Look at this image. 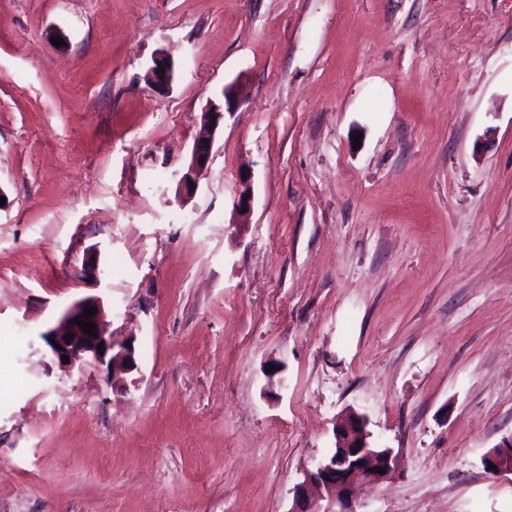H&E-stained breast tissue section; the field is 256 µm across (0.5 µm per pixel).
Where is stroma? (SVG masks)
<instances>
[{
	"instance_id": "obj_1",
	"label": "stroma",
	"mask_w": 512,
	"mask_h": 512,
	"mask_svg": "<svg viewBox=\"0 0 512 512\" xmlns=\"http://www.w3.org/2000/svg\"><path fill=\"white\" fill-rule=\"evenodd\" d=\"M0 193V512H290L350 410L362 512H512V0H0ZM159 66H164V72L158 75ZM148 81L158 90L168 88L174 79V65L165 56L158 55L153 60V66L148 70ZM222 97V103L210 101L202 113V126L194 139L190 163L180 181V186L186 191H194L197 188L199 176L209 166L215 134L220 122L224 120V105L230 104V92L224 89ZM203 139H208V143H203ZM189 182H192V185H189ZM85 307H95L97 313L94 317H83ZM81 316L85 322L93 321L97 338L86 335L72 320ZM106 310L100 297L88 296L71 304L59 317L56 324L49 327L41 334V339L52 359L63 369L81 371L87 366H94L104 372L108 382L115 385H123L127 375L136 367L135 339L132 337L117 338L108 333L106 327ZM66 334H73L69 341H65ZM53 338L57 344L63 347L58 350L50 342ZM103 343L102 353L98 352V345ZM62 355L69 357V362L63 363ZM511 447L512 437L502 440V442L498 444L495 449L500 453L502 452L503 448ZM486 459L490 460L491 463L494 464V467L487 468L489 473L494 475L506 473L512 474V459L509 460V457L505 453L497 454L494 450H492L491 452L487 453V455L484 457V460Z\"/></svg>"
}]
</instances>
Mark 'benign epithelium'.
Listing matches in <instances>:
<instances>
[{
    "label": "benign epithelium",
    "instance_id": "obj_1",
    "mask_svg": "<svg viewBox=\"0 0 512 512\" xmlns=\"http://www.w3.org/2000/svg\"><path fill=\"white\" fill-rule=\"evenodd\" d=\"M163 73H158L159 67ZM148 81L158 90L168 88L174 79V65L165 56L158 55L148 70ZM220 103L209 102L202 113V126L194 139L190 163L184 172L180 186L187 191L197 188L199 176L208 168L216 131L224 120V104L230 103V92L223 90ZM94 307V317L83 316L84 309ZM92 321L96 325V336L86 335L77 324L76 317ZM72 335L69 341L65 335ZM41 339L52 359L63 369L81 371L94 366L104 372L112 385L125 383L127 375L136 367L135 339L117 338L106 327V310L101 298L84 297L71 304L59 317L56 324L41 334ZM103 350H98V345ZM69 362L62 361V356ZM367 419L357 412L349 413L336 423L335 436L339 444L326 454L313 468L304 474V480L294 491L291 512H358V492L366 487H375L387 482L392 475L395 456L393 449L376 446L370 441L366 430ZM485 459L494 467L489 473L512 474V459L504 453L491 451ZM383 473H378V470Z\"/></svg>",
    "mask_w": 512,
    "mask_h": 512
}]
</instances>
